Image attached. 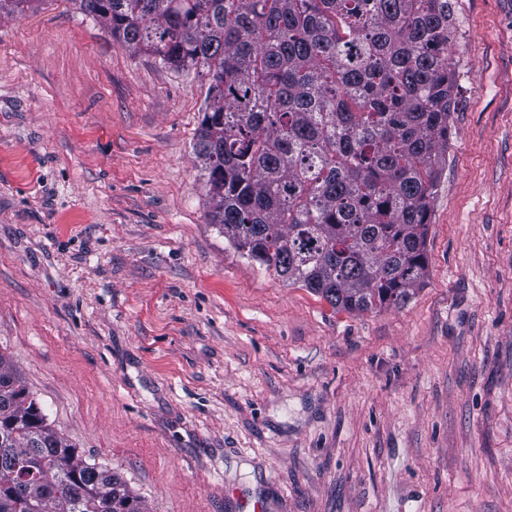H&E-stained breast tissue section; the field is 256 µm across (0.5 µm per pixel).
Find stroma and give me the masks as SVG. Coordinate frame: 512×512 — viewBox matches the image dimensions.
I'll list each match as a JSON object with an SVG mask.
<instances>
[{
    "mask_svg": "<svg viewBox=\"0 0 512 512\" xmlns=\"http://www.w3.org/2000/svg\"><path fill=\"white\" fill-rule=\"evenodd\" d=\"M428 274L338 312L209 222L206 85L0 18V353L146 512H512V0H457Z\"/></svg>",
    "mask_w": 512,
    "mask_h": 512,
    "instance_id": "obj_1",
    "label": "stroma"
}]
</instances>
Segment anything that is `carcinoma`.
<instances>
[{
	"label": "carcinoma",
	"instance_id": "obj_1",
	"mask_svg": "<svg viewBox=\"0 0 512 512\" xmlns=\"http://www.w3.org/2000/svg\"><path fill=\"white\" fill-rule=\"evenodd\" d=\"M39 0H0L22 15ZM207 85L195 143L210 223L334 309L407 302L448 165L453 0H74ZM0 512H142L61 437L0 353Z\"/></svg>",
	"mask_w": 512,
	"mask_h": 512
}]
</instances>
